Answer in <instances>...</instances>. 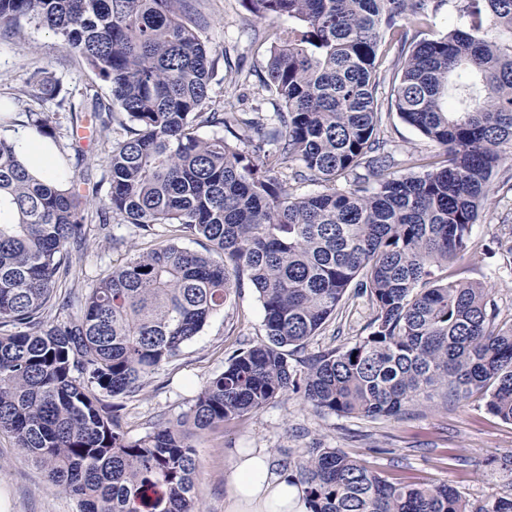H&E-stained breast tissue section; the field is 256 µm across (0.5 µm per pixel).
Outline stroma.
Here are the masks:
<instances>
[{"mask_svg": "<svg viewBox=\"0 0 512 512\" xmlns=\"http://www.w3.org/2000/svg\"><path fill=\"white\" fill-rule=\"evenodd\" d=\"M194 6L207 20L200 37L217 60L210 107L223 108L229 99L239 112H275L274 96L259 81L272 43L269 26L254 20L242 0H194ZM38 70L58 78L76 108L89 109L91 93L105 100L111 96L109 87L53 33L27 22L16 31L0 29V101L9 103L12 117L10 124L0 126V137H10L13 129L26 124L20 97ZM35 109L48 115L60 147L77 161L81 193L93 196L85 211L86 241L72 253L62 282L63 290L81 297L128 253L165 245L169 234L160 225L152 235H139L119 215L113 216L108 231L98 228L96 211L108 202L104 153L113 140L126 138L122 126L112 124L86 145L78 139L71 112L59 108L56 100L40 102ZM383 136L399 159L411 152L437 151L395 113L384 118ZM511 175L512 165L501 164L464 261L465 278L488 288L498 306L497 322L507 326L512 324V184L507 181ZM373 316L367 298L346 295L338 314L304 348L290 351V360L354 343L366 335ZM263 317L254 288L244 286L177 357L141 379L132 392L103 396V404L117 411L132 438L160 422L176 421L207 381L223 371L234 350L263 340ZM195 443L202 464L195 494L205 512H224L231 462L240 448L265 449L278 464L316 446L340 448L386 479L407 475L424 486L445 484L475 505L512 494V474L501 467L503 457L512 453V424L490 414L477 393L461 399L441 393L422 397L398 415L372 419L319 412L288 392L257 413L197 436ZM0 512H79V506L49 484L44 471L11 435L0 433Z\"/></svg>", "mask_w": 512, "mask_h": 512, "instance_id": "obj_1", "label": "stroma"}]
</instances>
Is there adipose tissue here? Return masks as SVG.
Instances as JSON below:
<instances>
[{
    "label": "adipose tissue",
    "mask_w": 512,
    "mask_h": 512,
    "mask_svg": "<svg viewBox=\"0 0 512 512\" xmlns=\"http://www.w3.org/2000/svg\"><path fill=\"white\" fill-rule=\"evenodd\" d=\"M13 141L31 175L42 179L53 176L59 152L50 139L20 128ZM228 482L224 512H306L300 487L291 481L288 472L273 467L263 449H238Z\"/></svg>",
    "instance_id": "obj_1"
}]
</instances>
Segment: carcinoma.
<instances>
[{
  "instance_id": "cac0c4a2",
  "label": "carcinoma",
  "mask_w": 512,
  "mask_h": 512,
  "mask_svg": "<svg viewBox=\"0 0 512 512\" xmlns=\"http://www.w3.org/2000/svg\"><path fill=\"white\" fill-rule=\"evenodd\" d=\"M442 0H245L276 29L267 80L273 116L206 111L215 66L190 0H0V27L51 31L110 88L87 122L129 137L104 156L102 226L119 214L172 238L133 253L71 313L57 298L85 238L78 175L32 179L0 138V432L12 434L79 512H204L201 462L180 426L131 439L100 395L131 392L176 357L230 295L249 284L265 340L237 350L185 414L203 433L288 391L345 416L397 415L432 390L477 391L512 423V325L481 284L432 268L464 260L500 164L512 158V0H460L458 23L426 38ZM392 55L388 104L379 51ZM29 85L59 98L36 71ZM66 99L59 98V104ZM118 110H113V107ZM396 112L442 152L410 153L396 175L379 128ZM28 125L54 138L48 118ZM201 127L216 132L208 138ZM365 174L339 190L336 181ZM321 190L295 196L278 175ZM206 241L205 252L179 244ZM374 308L351 346L288 360L348 293ZM55 308L61 317L47 319ZM286 468L308 512H512V497L474 506L447 485L391 482L340 448H311Z\"/></svg>"
}]
</instances>
